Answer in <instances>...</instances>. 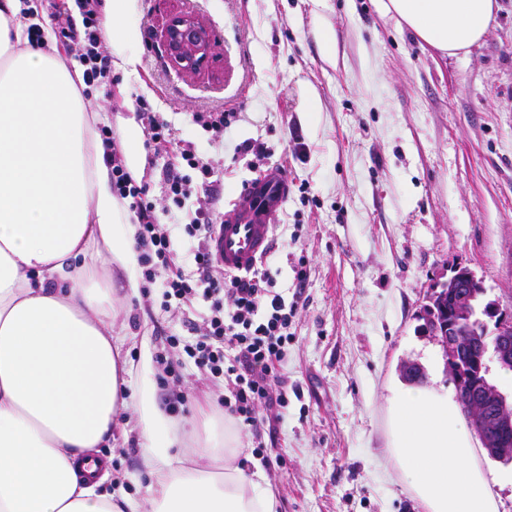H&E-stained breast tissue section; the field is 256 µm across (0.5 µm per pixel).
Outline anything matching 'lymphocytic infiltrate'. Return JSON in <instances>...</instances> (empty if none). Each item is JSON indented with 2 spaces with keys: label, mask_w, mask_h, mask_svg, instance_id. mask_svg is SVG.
<instances>
[{
  "label": "lymphocytic infiltrate",
  "mask_w": 512,
  "mask_h": 512,
  "mask_svg": "<svg viewBox=\"0 0 512 512\" xmlns=\"http://www.w3.org/2000/svg\"><path fill=\"white\" fill-rule=\"evenodd\" d=\"M77 4L82 33H75L67 5H57L54 17L61 38L81 37L79 59L85 67L83 80L89 85L106 77L108 63L98 51L103 33L95 0H77ZM112 193L129 203L131 220L139 226L137 247L144 275L152 277L156 273L152 261L167 260L172 241L147 198V186L137 183L117 156L112 159ZM214 231L211 211L198 208L186 232L197 241L194 261L200 271L199 281L191 283L181 271H173L167 278L168 293L185 302L197 297L208 302L209 328L185 351L209 367L213 375L224 377L229 389L223 399L225 411L242 429L257 433L265 423V412L288 405V381L280 366L294 338L293 318L299 304L275 291L263 268H255L246 276L217 274V265L208 252Z\"/></svg>",
  "instance_id": "1"
}]
</instances>
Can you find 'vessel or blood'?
<instances>
[{
	"instance_id": "vessel-or-blood-1",
	"label": "vessel or blood",
	"mask_w": 512,
	"mask_h": 512,
	"mask_svg": "<svg viewBox=\"0 0 512 512\" xmlns=\"http://www.w3.org/2000/svg\"><path fill=\"white\" fill-rule=\"evenodd\" d=\"M288 193L285 176L270 171L255 179L235 208L225 215L210 249L226 272H249L270 249L276 210Z\"/></svg>"
}]
</instances>
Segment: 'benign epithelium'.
I'll return each instance as SVG.
<instances>
[{"label": "benign epithelium", "instance_id": "1", "mask_svg": "<svg viewBox=\"0 0 512 512\" xmlns=\"http://www.w3.org/2000/svg\"><path fill=\"white\" fill-rule=\"evenodd\" d=\"M164 52L177 69L197 76H211L210 39L206 28L191 13L178 7L166 15L160 31ZM477 282L467 267L451 266L448 280L433 288L430 304L421 314L423 331L433 333L443 349L445 365L457 386L479 389L487 398L490 415L470 416L471 425L492 459L511 460L512 448L506 447L512 433V401H508L488 379V356L506 369H512V314L503 312L493 301L483 299L484 292L473 293L465 302L456 298L460 283ZM482 325L484 334L495 337L486 346L476 370H468L460 360L462 335L473 322Z\"/></svg>", "mask_w": 512, "mask_h": 512}]
</instances>
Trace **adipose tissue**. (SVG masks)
<instances>
[{
	"mask_svg": "<svg viewBox=\"0 0 512 512\" xmlns=\"http://www.w3.org/2000/svg\"><path fill=\"white\" fill-rule=\"evenodd\" d=\"M420 42L455 56L487 34L497 0H375ZM129 0H105L103 27L117 69L139 61L124 46ZM21 0H0V512H276L263 470L236 463L240 439L210 408L190 424L155 396L150 359L129 358L136 338L115 329L98 264L139 294L137 225L112 194V166L95 139L79 73L50 28L31 47ZM389 448L424 512H501L477 462L457 397L390 387ZM150 482L135 500L100 493L98 457L128 411Z\"/></svg>",
	"mask_w": 512,
	"mask_h": 512,
	"instance_id": "obj_1",
	"label": "adipose tissue"
}]
</instances>
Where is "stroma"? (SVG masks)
<instances>
[{"instance_id":"obj_1","label":"stroma","mask_w":512,"mask_h":512,"mask_svg":"<svg viewBox=\"0 0 512 512\" xmlns=\"http://www.w3.org/2000/svg\"><path fill=\"white\" fill-rule=\"evenodd\" d=\"M172 5L133 0L127 48L137 71L110 69L84 103L116 137L141 127L139 96L169 124L171 145L143 148L128 171L149 185L175 242L172 261L187 276L197 266L184 226L200 203L221 217L260 174L277 169L288 179L265 267L276 291L302 294L282 367L293 394L270 422L263 456L253 453L254 435L240 431L236 463L263 467L277 512H422L388 448L386 397L410 363L423 382L454 388L440 344L419 331L450 266H468L488 299L512 312V0H499L469 54L448 57L381 17L372 0H180L210 33L217 82L179 74L168 61L159 33ZM211 112L230 113L223 135L202 128ZM246 141L262 157L241 152ZM186 147L211 173L190 171L199 194L171 211L163 178ZM165 291L157 275L140 298L117 303L115 324L138 337L132 360L145 351L181 360L178 375L158 380L157 399L165 406L184 393L173 414L183 420L228 387L182 349L195 342L207 303L169 300ZM170 336L180 347H168ZM279 454L285 466L276 465ZM99 455L110 467L104 490L142 498L135 441L114 430Z\"/></svg>"}]
</instances>
